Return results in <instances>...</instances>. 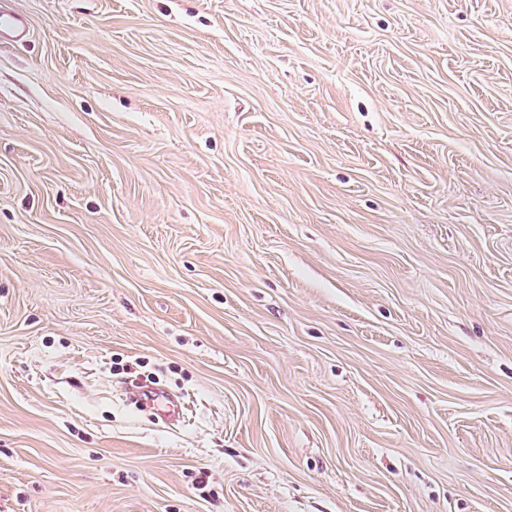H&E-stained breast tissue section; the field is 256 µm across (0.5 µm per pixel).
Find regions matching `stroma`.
I'll use <instances>...</instances> for the list:
<instances>
[{"label": "stroma", "instance_id": "35a3bbf8", "mask_svg": "<svg viewBox=\"0 0 512 512\" xmlns=\"http://www.w3.org/2000/svg\"><path fill=\"white\" fill-rule=\"evenodd\" d=\"M0 512H512V0H10Z\"/></svg>", "mask_w": 512, "mask_h": 512}]
</instances>
